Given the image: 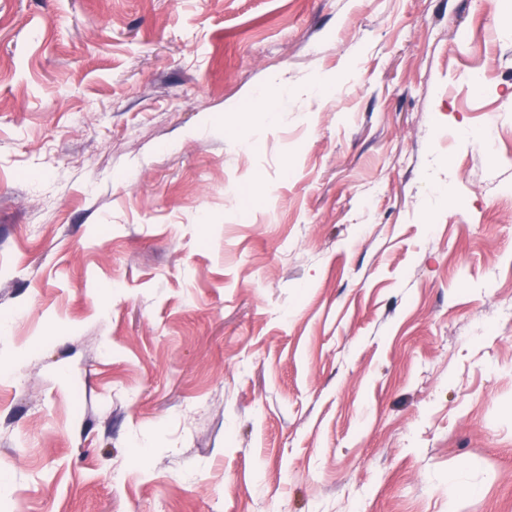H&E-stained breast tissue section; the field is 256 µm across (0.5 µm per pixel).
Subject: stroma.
Listing matches in <instances>:
<instances>
[{
    "instance_id": "obj_1",
    "label": "stroma",
    "mask_w": 512,
    "mask_h": 512,
    "mask_svg": "<svg viewBox=\"0 0 512 512\" xmlns=\"http://www.w3.org/2000/svg\"><path fill=\"white\" fill-rule=\"evenodd\" d=\"M0 317V512H512V7L0 0Z\"/></svg>"
}]
</instances>
